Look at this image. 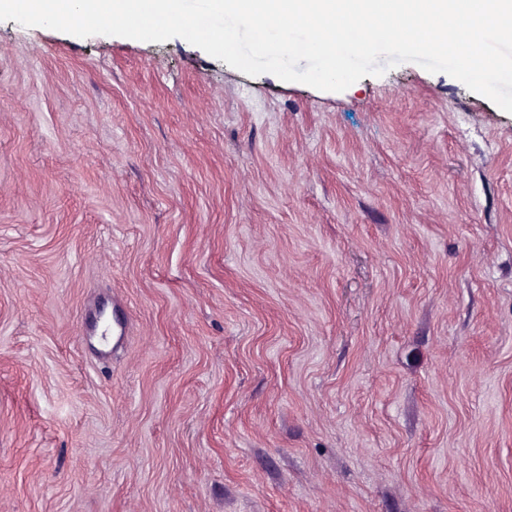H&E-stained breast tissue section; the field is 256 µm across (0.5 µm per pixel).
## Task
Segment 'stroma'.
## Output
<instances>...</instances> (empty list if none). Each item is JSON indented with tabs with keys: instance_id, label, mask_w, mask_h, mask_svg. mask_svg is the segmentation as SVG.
Here are the masks:
<instances>
[{
	"instance_id": "stroma-1",
	"label": "stroma",
	"mask_w": 512,
	"mask_h": 512,
	"mask_svg": "<svg viewBox=\"0 0 512 512\" xmlns=\"http://www.w3.org/2000/svg\"><path fill=\"white\" fill-rule=\"evenodd\" d=\"M0 512H512V113L0 21Z\"/></svg>"
}]
</instances>
